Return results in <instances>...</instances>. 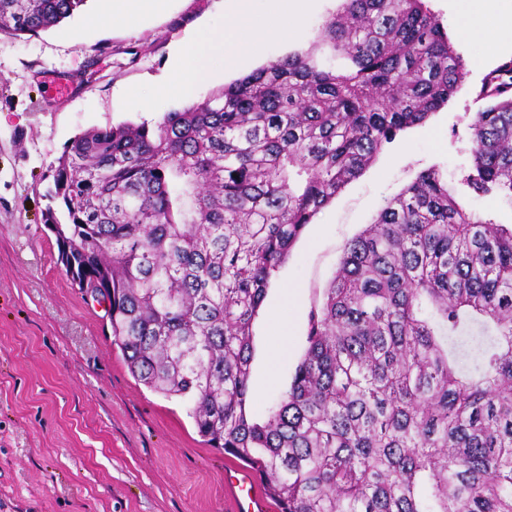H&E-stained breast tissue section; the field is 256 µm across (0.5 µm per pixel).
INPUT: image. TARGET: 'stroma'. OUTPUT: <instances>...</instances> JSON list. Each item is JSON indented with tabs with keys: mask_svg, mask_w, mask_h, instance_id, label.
I'll list each match as a JSON object with an SVG mask.
<instances>
[{
	"mask_svg": "<svg viewBox=\"0 0 512 512\" xmlns=\"http://www.w3.org/2000/svg\"><path fill=\"white\" fill-rule=\"evenodd\" d=\"M226 0H166L134 25L92 22L97 0L35 36L0 33V512H234L225 477L240 468L204 445L185 407L139 385L112 345L105 309L73 286L44 225L50 164L93 128L157 119L184 100L160 93L177 46L224 23ZM462 58L466 77L439 111L385 144L309 224L273 278L253 324L251 401L261 413L285 392L301 360L309 316L350 243L393 197L439 169L455 198L498 224L512 204L467 186L468 124L512 32L488 37L482 0H428ZM340 0H310L300 35L216 64L193 102L270 60L308 50ZM482 30L463 34L475 15ZM152 101L140 112L139 97ZM300 291L289 300L286 291ZM289 350L271 358L273 338Z\"/></svg>",
	"mask_w": 512,
	"mask_h": 512,
	"instance_id": "1",
	"label": "stroma"
}]
</instances>
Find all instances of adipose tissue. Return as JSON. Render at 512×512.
<instances>
[{
    "label": "adipose tissue",
    "instance_id": "ef3b65f1",
    "mask_svg": "<svg viewBox=\"0 0 512 512\" xmlns=\"http://www.w3.org/2000/svg\"><path fill=\"white\" fill-rule=\"evenodd\" d=\"M308 0H266L255 11L252 0H231L219 28H206L195 40L179 47L180 69L175 79L163 85L166 94L188 96L205 75L204 62L222 57L231 61L243 54L260 52L265 42L296 36Z\"/></svg>",
    "mask_w": 512,
    "mask_h": 512
}]
</instances>
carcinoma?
<instances>
[{
	"instance_id": "carcinoma-1",
	"label": "carcinoma",
	"mask_w": 512,
	"mask_h": 512,
	"mask_svg": "<svg viewBox=\"0 0 512 512\" xmlns=\"http://www.w3.org/2000/svg\"><path fill=\"white\" fill-rule=\"evenodd\" d=\"M86 0H0L47 31ZM466 72L427 0H341L308 50L149 122L81 132L45 224L79 290L110 301L131 375L279 512H512V226L423 172L346 248L279 399L249 410L253 321L313 217ZM469 124L478 195L512 201V59Z\"/></svg>"
}]
</instances>
